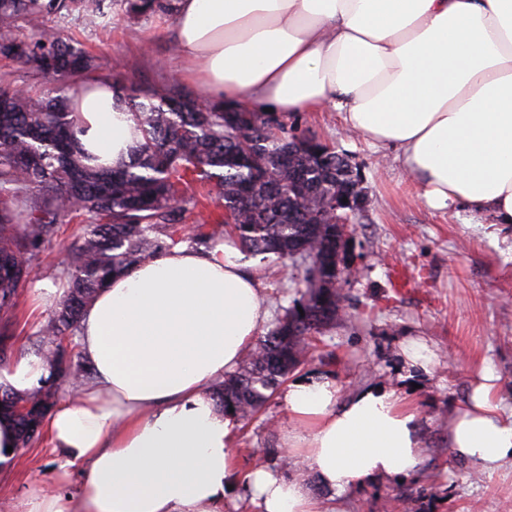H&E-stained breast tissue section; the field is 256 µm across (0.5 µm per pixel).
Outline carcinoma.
<instances>
[{
	"label": "carcinoma",
	"instance_id": "1",
	"mask_svg": "<svg viewBox=\"0 0 512 512\" xmlns=\"http://www.w3.org/2000/svg\"><path fill=\"white\" fill-rule=\"evenodd\" d=\"M177 0H123L125 16H174ZM106 0H0V58L53 77L45 98L0 84V314L12 315L18 288L55 227L85 223L69 250L67 291L39 330L37 352L56 378L79 387L91 369L72 342L85 307L115 274L183 243L208 250L231 232L249 257L274 254L303 270L306 290L283 309L239 366L214 387L217 406L239 419L256 415L305 361L336 320L339 242L327 218L350 176L336 151L316 158L278 133L273 112L199 105L177 82L145 89L115 81V99L131 112L142 139L117 167L86 163L75 138L70 82L92 64L80 44L41 31L46 19L76 13L89 27L110 23ZM218 213L181 232L190 214ZM53 384L20 394L0 386V417L18 445L39 439L54 405Z\"/></svg>",
	"mask_w": 512,
	"mask_h": 512
}]
</instances>
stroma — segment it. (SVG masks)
<instances>
[{
    "label": "stroma",
    "mask_w": 512,
    "mask_h": 512,
    "mask_svg": "<svg viewBox=\"0 0 512 512\" xmlns=\"http://www.w3.org/2000/svg\"><path fill=\"white\" fill-rule=\"evenodd\" d=\"M169 24L162 16L128 21L114 0L111 28L85 26L73 15L63 22L47 20L44 29L78 39L95 60L93 76L145 88L181 77L176 47L165 33ZM281 124L285 136L314 137L346 153L367 196L344 255L357 269L341 284L346 309L324 330L298 373L333 375L345 398L370 387L395 389L417 408L423 443L417 475L325 496L330 512H512V467L490 476L477 473L458 461L448 444L450 413L484 362H491L512 391V246L488 217L428 207L394 151L349 130L339 113L303 112ZM82 234L80 220L58 226L33 263L31 281L19 290L14 316L0 318L10 358L32 352L34 332L51 315L36 308L32 286L64 287L68 248ZM261 286L274 315L306 288L301 273L275 262L266 264ZM414 337L425 340L438 358L430 373L410 377L401 350ZM288 425V412L276 398L254 419L238 424L239 480L231 492L236 512H256L242 482L256 467L284 466L290 476L314 483L301 456L281 442ZM55 459L45 437L18 449L12 469L0 475V512H17L30 477L51 476Z\"/></svg>",
    "instance_id": "stroma-1"
}]
</instances>
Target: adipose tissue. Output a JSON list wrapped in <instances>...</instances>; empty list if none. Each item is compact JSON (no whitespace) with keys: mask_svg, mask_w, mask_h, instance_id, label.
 I'll return each mask as SVG.
<instances>
[{"mask_svg":"<svg viewBox=\"0 0 512 512\" xmlns=\"http://www.w3.org/2000/svg\"><path fill=\"white\" fill-rule=\"evenodd\" d=\"M167 34L209 104L286 116L332 108L395 151L429 207L512 228V0H179ZM114 104L111 81L98 79L73 100L80 145L108 165L141 138ZM268 318L257 263L230 234L114 276L77 337L92 377L45 421L59 489L44 494L32 479L23 512H226L237 420L212 390ZM49 374L28 354L0 369V384L31 391ZM502 391L484 365L448 419L455 458L489 476L512 466ZM339 392L329 375L281 392L291 422L282 442L318 485L336 494L417 473V409L392 389ZM245 483L257 512H328L282 472L258 467Z\"/></svg>","mask_w":512,"mask_h":512,"instance_id":"ef3b65f1","label":"adipose tissue"}]
</instances>
